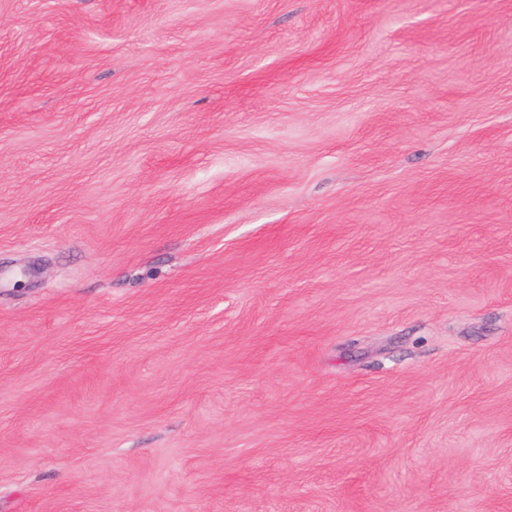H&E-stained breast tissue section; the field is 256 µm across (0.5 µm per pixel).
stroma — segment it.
I'll return each mask as SVG.
<instances>
[{"instance_id": "stroma-1", "label": "stroma", "mask_w": 512, "mask_h": 512, "mask_svg": "<svg viewBox=\"0 0 512 512\" xmlns=\"http://www.w3.org/2000/svg\"><path fill=\"white\" fill-rule=\"evenodd\" d=\"M0 512H512V0H0Z\"/></svg>"}]
</instances>
